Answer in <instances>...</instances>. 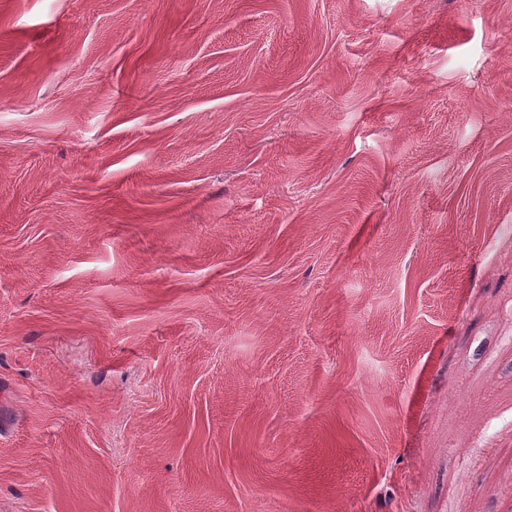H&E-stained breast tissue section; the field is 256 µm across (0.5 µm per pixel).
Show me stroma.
Wrapping results in <instances>:
<instances>
[{
  "label": "stroma",
  "instance_id": "stroma-1",
  "mask_svg": "<svg viewBox=\"0 0 512 512\" xmlns=\"http://www.w3.org/2000/svg\"><path fill=\"white\" fill-rule=\"evenodd\" d=\"M0 512H512V0H0Z\"/></svg>",
  "mask_w": 512,
  "mask_h": 512
}]
</instances>
